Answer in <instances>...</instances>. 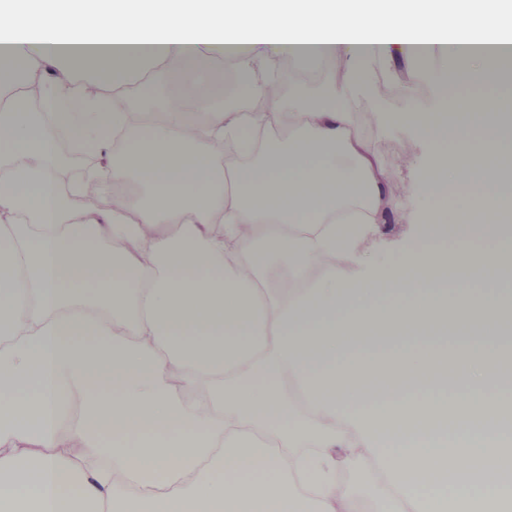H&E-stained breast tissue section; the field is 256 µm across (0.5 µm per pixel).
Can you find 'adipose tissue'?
Returning a JSON list of instances; mask_svg holds the SVG:
<instances>
[{
  "instance_id": "ef3b65f1",
  "label": "adipose tissue",
  "mask_w": 512,
  "mask_h": 512,
  "mask_svg": "<svg viewBox=\"0 0 512 512\" xmlns=\"http://www.w3.org/2000/svg\"><path fill=\"white\" fill-rule=\"evenodd\" d=\"M508 17L512 0H0V512H512V442L482 427L512 408V95L458 90L496 82L481 46L512 42ZM284 56L340 72L252 110ZM389 57L419 67L405 99L440 91L403 115L429 147L430 227L359 276L401 203L352 118ZM56 59L116 86L152 68L148 111L77 105L71 75L41 79ZM22 81L98 153L122 131L104 175L140 196L69 210L81 186L61 187ZM273 122L296 136L256 159ZM443 214L489 244L448 248ZM272 258L295 287L263 288ZM379 342L386 360L360 357ZM354 463L360 489L338 478Z\"/></svg>"
}]
</instances>
